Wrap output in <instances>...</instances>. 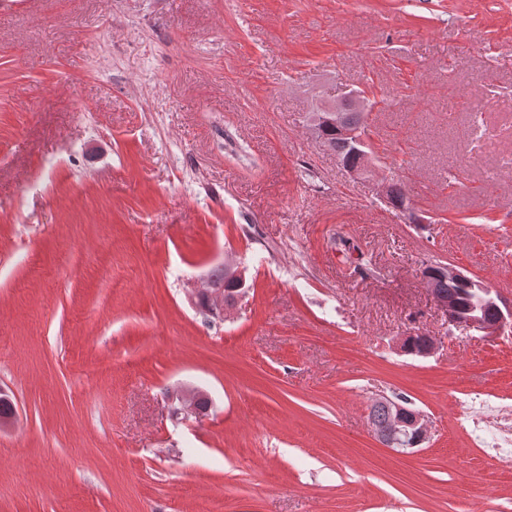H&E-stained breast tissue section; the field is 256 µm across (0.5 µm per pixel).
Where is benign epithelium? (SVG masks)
<instances>
[{"label": "benign epithelium", "mask_w": 512, "mask_h": 512, "mask_svg": "<svg viewBox=\"0 0 512 512\" xmlns=\"http://www.w3.org/2000/svg\"><path fill=\"white\" fill-rule=\"evenodd\" d=\"M368 107V97L365 91H351L344 97L324 103L320 111L329 117V122L336 125L344 137L353 140L357 145L366 147L360 130L349 127L344 123V113L348 111H364ZM441 273L448 275L469 289H476L483 296L484 303L495 311V318L486 319L481 313L470 310L461 313L456 303L450 299L441 298L436 292H431L434 300L441 310L448 316V325L459 330L476 331L488 338L512 333V305L505 304L501 297L488 288H477L476 282L464 274L459 268L444 264ZM203 287L211 289L209 312L215 316H222L235 310L245 299L246 294L238 295L235 300L224 301V289L221 285L214 284L211 280H205ZM394 412L392 425L385 432L373 429L375 434H383V445L398 455H409L415 452V447L422 444L428 435V420L425 415L410 409L407 401L399 398L392 400Z\"/></svg>", "instance_id": "obj_1"}]
</instances>
